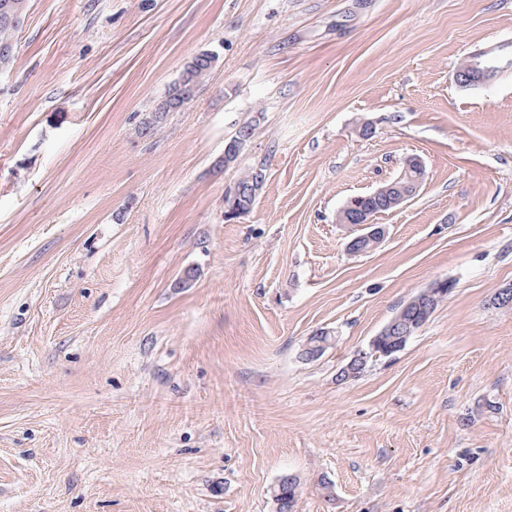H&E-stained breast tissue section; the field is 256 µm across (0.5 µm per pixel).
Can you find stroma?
Listing matches in <instances>:
<instances>
[{"instance_id": "obj_1", "label": "stroma", "mask_w": 512, "mask_h": 512, "mask_svg": "<svg viewBox=\"0 0 512 512\" xmlns=\"http://www.w3.org/2000/svg\"><path fill=\"white\" fill-rule=\"evenodd\" d=\"M510 43L512 0H28L0 75V512H276L286 477L295 512H512V69L454 81ZM409 156L418 195L348 255L339 209ZM443 279L404 350L337 381ZM214 57L209 51L192 56L184 65L178 80L173 82L161 100L145 114L141 122L142 135H153L161 127L168 112L182 110L194 89L211 73ZM509 57L502 54L491 55L490 52L485 51L475 53L467 57L465 68L455 71L454 80L462 88L485 86L503 69L509 68L511 63ZM252 136V129L251 127H240L235 135L225 144L224 146V156L221 160L216 163L217 169L220 171H224L229 169L230 167H233L237 159L239 157V154L246 144V142L251 138ZM221 164V165H220ZM335 339L337 340V336L334 335L333 330L322 329L316 331L306 339L303 345L300 353L303 360L311 361L323 355L331 345H334Z\"/></svg>"}]
</instances>
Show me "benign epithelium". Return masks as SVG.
Instances as JSON below:
<instances>
[{
	"instance_id": "1",
	"label": "benign epithelium",
	"mask_w": 512,
	"mask_h": 512,
	"mask_svg": "<svg viewBox=\"0 0 512 512\" xmlns=\"http://www.w3.org/2000/svg\"><path fill=\"white\" fill-rule=\"evenodd\" d=\"M512 65V60L506 55H492L482 51L468 57L467 65L455 71L454 80L462 88L485 86L493 81L505 68ZM252 136V129L241 127L225 144L224 156L219 160L217 169H229L237 162L239 154ZM425 166L416 156L408 158L403 170L392 179L370 192L372 196H387L390 206L396 208L410 201L419 192L424 183ZM359 234L352 237L346 244L349 252L359 251L366 255L375 251L386 236V227L374 223V216L363 211L355 220ZM453 289V283L448 280H438L431 283L417 295L404 303L386 323L382 330L370 341L369 350L358 351L339 369L337 379L346 381L355 379L363 373L369 359H376L400 350L409 336L417 333L420 322L414 320L417 312L423 310L424 304L437 296H445ZM335 343L334 331L322 329L309 336L301 350V356L311 361L321 355Z\"/></svg>"
}]
</instances>
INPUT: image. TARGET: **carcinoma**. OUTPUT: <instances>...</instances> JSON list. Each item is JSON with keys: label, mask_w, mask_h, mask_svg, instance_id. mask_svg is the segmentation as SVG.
<instances>
[{"label": "carcinoma", "mask_w": 512, "mask_h": 512, "mask_svg": "<svg viewBox=\"0 0 512 512\" xmlns=\"http://www.w3.org/2000/svg\"><path fill=\"white\" fill-rule=\"evenodd\" d=\"M15 0H0V52L13 49V43L20 30L23 16H15L10 4ZM214 57L208 51L192 56L184 65L178 80L173 82L161 100L145 114L141 122V134L153 135L161 127L168 113L182 110L194 89L211 73ZM373 210V214L390 210L387 204L376 200L353 199L349 201V209L338 212L337 221L344 224L349 221L350 214L357 208Z\"/></svg>", "instance_id": "cac0c4a2"}]
</instances>
